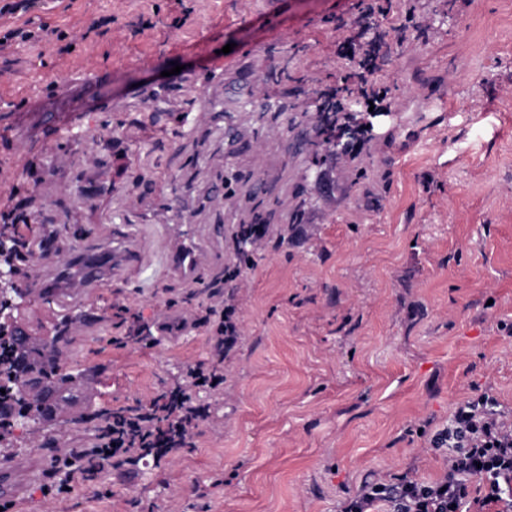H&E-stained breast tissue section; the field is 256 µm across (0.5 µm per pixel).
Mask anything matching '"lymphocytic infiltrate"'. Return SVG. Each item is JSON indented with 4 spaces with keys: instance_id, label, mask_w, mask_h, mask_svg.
<instances>
[{
    "instance_id": "f902f5d3",
    "label": "lymphocytic infiltrate",
    "mask_w": 512,
    "mask_h": 512,
    "mask_svg": "<svg viewBox=\"0 0 512 512\" xmlns=\"http://www.w3.org/2000/svg\"><path fill=\"white\" fill-rule=\"evenodd\" d=\"M385 16L381 8L360 11L354 27L336 45L337 56L349 63L345 75L336 83L322 84L307 104L308 111L318 115L321 141L342 146L353 157L372 138L374 124L368 113L392 109L383 75L389 48L381 24ZM243 272L239 261L228 263L209 294V305L193 319L194 327L210 336L216 361L189 366L182 381L137 407L98 411L94 442L87 448L64 449L63 475L42 486L43 497L64 498L67 488L110 469L117 455L149 448L159 457L190 446L209 416L201 394L224 389L222 355L239 333L237 306L229 290ZM434 444L449 450L448 468L440 478L427 482L406 475L395 484L366 483L347 500L343 512H370L381 501L391 503L393 512H512V420L504 416L497 398L481 393L457 403ZM472 478L480 482V497L471 495Z\"/></svg>"
}]
</instances>
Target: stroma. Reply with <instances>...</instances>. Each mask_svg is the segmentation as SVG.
I'll return each mask as SVG.
<instances>
[{
  "mask_svg": "<svg viewBox=\"0 0 512 512\" xmlns=\"http://www.w3.org/2000/svg\"><path fill=\"white\" fill-rule=\"evenodd\" d=\"M356 3L281 0L271 19L259 0H37L0 15L2 31L46 24L73 43L0 51V203L90 248H144L129 280L90 297L97 326L70 334L68 361L100 377L74 407H132L209 362L200 328L130 336L169 301L208 303L225 225L257 217L282 237L244 274L224 390L202 395L191 449L50 501L42 459L93 427H16L12 512H342L365 481L437 479L448 453L430 435L463 399L490 393L512 417V0H377L386 25L413 7L422 26L392 44L396 110L351 160L313 146L302 90L339 75L336 24ZM271 39L275 102L239 111L221 50ZM172 223L197 229L200 287L164 276ZM116 304L137 322L117 325Z\"/></svg>",
  "mask_w": 512,
  "mask_h": 512,
  "instance_id": "stroma-1",
  "label": "stroma"
}]
</instances>
